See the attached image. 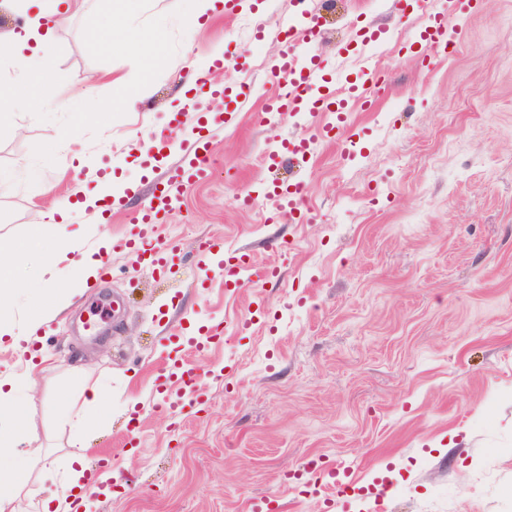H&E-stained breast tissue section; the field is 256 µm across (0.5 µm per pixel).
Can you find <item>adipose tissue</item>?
Masks as SVG:
<instances>
[{"label": "adipose tissue", "instance_id": "ef3b65f1", "mask_svg": "<svg viewBox=\"0 0 512 512\" xmlns=\"http://www.w3.org/2000/svg\"><path fill=\"white\" fill-rule=\"evenodd\" d=\"M80 7L79 0H24L25 20L10 44L11 63L20 73L44 83L48 74L43 56L61 22ZM68 210L54 204L41 211L35 229L39 235L56 241L70 257V266L52 289V301L41 306L35 317L19 322L0 315V345H8L20 353H28L45 322L53 320L70 306L73 297L94 283L102 266V256L112 247L109 238H101L97 247L85 248L79 237L67 230ZM35 391L33 377L0 380V506L13 502L31 477L28 461L39 455L42 444L37 431L26 418V404ZM105 392L99 384H86L66 394L62 415L70 423V464L61 481L60 493L40 503L39 512H79L89 494L111 480V473L89 475L83 465L86 450L83 437L93 424L88 410L101 402Z\"/></svg>", "mask_w": 512, "mask_h": 512}]
</instances>
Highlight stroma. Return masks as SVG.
I'll return each instance as SVG.
<instances>
[{
  "label": "stroma",
  "instance_id": "obj_1",
  "mask_svg": "<svg viewBox=\"0 0 512 512\" xmlns=\"http://www.w3.org/2000/svg\"><path fill=\"white\" fill-rule=\"evenodd\" d=\"M308 0L312 52L328 80L362 50L346 25L378 30L374 111L348 114L345 148L318 142L288 168L268 149L302 129L299 116L261 121L276 90L267 69L295 0H240L197 26L187 0H85L45 50L50 81L35 105L10 63L23 23L0 5V311L42 305L29 269L54 243L34 224L78 181L111 173L124 199L109 217L75 211L83 244L133 237L132 216L181 156L195 121L187 76L248 83L252 97L212 142V174L187 185L158 228L176 260L158 272L113 248L110 273L41 329L51 360L27 409L45 446L11 512L55 490L68 464L63 391L103 382L108 402L86 446L89 469L112 472L91 512H512V0H476L453 55L418 50L426 10L408 0ZM137 96L134 108L122 100ZM169 129L159 148L155 131ZM38 165L53 185L20 177ZM300 184L306 222L277 215L271 185ZM259 207H245L243 196ZM223 256L199 254L202 239ZM249 256L277 278L224 282L222 257ZM208 287H199L201 277ZM221 327L204 353L196 329ZM199 364L190 405L159 404L169 359ZM345 469L346 494L322 464Z\"/></svg>",
  "mask_w": 512,
  "mask_h": 512
}]
</instances>
